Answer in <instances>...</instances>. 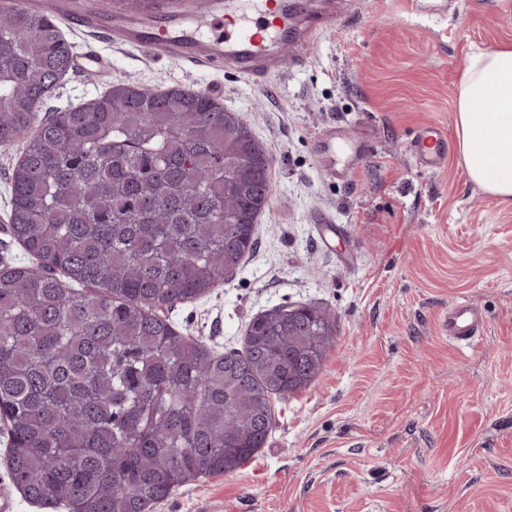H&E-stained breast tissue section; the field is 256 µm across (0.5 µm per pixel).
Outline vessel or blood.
<instances>
[{
  "label": "vessel or blood",
  "instance_id": "obj_1",
  "mask_svg": "<svg viewBox=\"0 0 512 512\" xmlns=\"http://www.w3.org/2000/svg\"><path fill=\"white\" fill-rule=\"evenodd\" d=\"M285 0H208L194 13L165 25L127 28L122 36L146 49L202 63L217 61L243 71L277 68L273 46L288 29ZM441 128L429 127L413 144L419 161L430 168L444 160ZM483 319L472 306L460 303L448 311V334L468 341L480 335Z\"/></svg>",
  "mask_w": 512,
  "mask_h": 512
}]
</instances>
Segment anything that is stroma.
<instances>
[{"instance_id":"obj_1","label":"stroma","mask_w":512,"mask_h":512,"mask_svg":"<svg viewBox=\"0 0 512 512\" xmlns=\"http://www.w3.org/2000/svg\"><path fill=\"white\" fill-rule=\"evenodd\" d=\"M57 21L74 67L48 106L116 83L202 90L242 114L272 159L255 248L232 278L171 312L177 327L224 352L275 306L334 319L320 374L272 400L258 454L155 512H512V210L470 183L456 140L438 169L409 150L426 127L453 132L468 57L512 43V0H304L290 61L268 80L116 41L102 15L90 28ZM331 129L360 157L328 166L320 141ZM25 148L0 146V267L33 262L7 231ZM462 301L484 320L468 342L446 327ZM8 446L0 423V503L66 512L11 484Z\"/></svg>"}]
</instances>
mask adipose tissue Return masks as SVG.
I'll use <instances>...</instances> for the list:
<instances>
[{
  "mask_svg": "<svg viewBox=\"0 0 512 512\" xmlns=\"http://www.w3.org/2000/svg\"><path fill=\"white\" fill-rule=\"evenodd\" d=\"M454 129L469 181L512 207V44H494L469 58Z\"/></svg>",
  "mask_w": 512,
  "mask_h": 512,
  "instance_id": "obj_1",
  "label": "adipose tissue"
}]
</instances>
